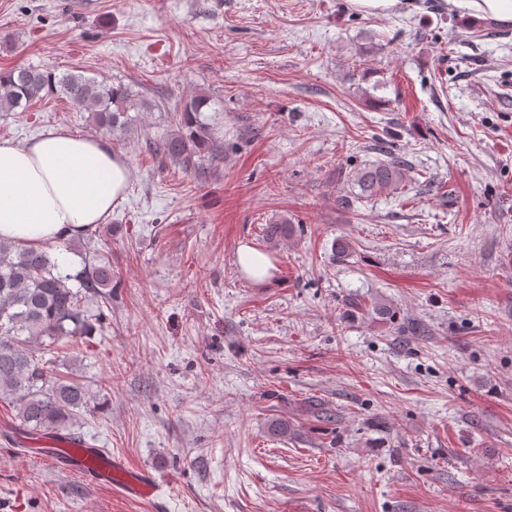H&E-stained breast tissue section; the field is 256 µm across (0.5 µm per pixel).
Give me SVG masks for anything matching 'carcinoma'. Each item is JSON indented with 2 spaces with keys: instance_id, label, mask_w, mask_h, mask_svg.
Returning a JSON list of instances; mask_svg holds the SVG:
<instances>
[{
  "instance_id": "1",
  "label": "carcinoma",
  "mask_w": 512,
  "mask_h": 512,
  "mask_svg": "<svg viewBox=\"0 0 512 512\" xmlns=\"http://www.w3.org/2000/svg\"><path fill=\"white\" fill-rule=\"evenodd\" d=\"M62 96L91 114L96 125L112 132L132 121V94L123 84L82 74L61 76L38 67L0 71V112L26 111L43 94ZM208 96H191L175 113L179 129L152 142L156 154L185 167L204 154L215 159L222 150L198 112ZM409 166L390 156L362 169L356 178L360 197L406 186ZM75 281L74 288L70 282ZM112 306V264L95 249L83 258L76 274L63 273L58 261L41 246L0 241V402L12 406L16 418L32 434L73 429L87 411L89 387L58 370L50 357L56 346L90 336Z\"/></svg>"
}]
</instances>
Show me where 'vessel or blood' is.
Segmentation results:
<instances>
[{"mask_svg":"<svg viewBox=\"0 0 512 512\" xmlns=\"http://www.w3.org/2000/svg\"><path fill=\"white\" fill-rule=\"evenodd\" d=\"M32 454L127 498L156 506L162 503V485L149 469L131 466L124 458L106 454L92 443L61 439L53 447L33 449Z\"/></svg>","mask_w":512,"mask_h":512,"instance_id":"b4317fda","label":"vessel or blood"}]
</instances>
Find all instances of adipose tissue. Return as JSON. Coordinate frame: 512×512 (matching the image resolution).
Returning <instances> with one entry per match:
<instances>
[{
  "label": "adipose tissue",
  "mask_w": 512,
  "mask_h": 512,
  "mask_svg": "<svg viewBox=\"0 0 512 512\" xmlns=\"http://www.w3.org/2000/svg\"><path fill=\"white\" fill-rule=\"evenodd\" d=\"M130 181L111 141L64 128L0 141V239L53 245L103 223Z\"/></svg>",
  "instance_id": "1"
}]
</instances>
